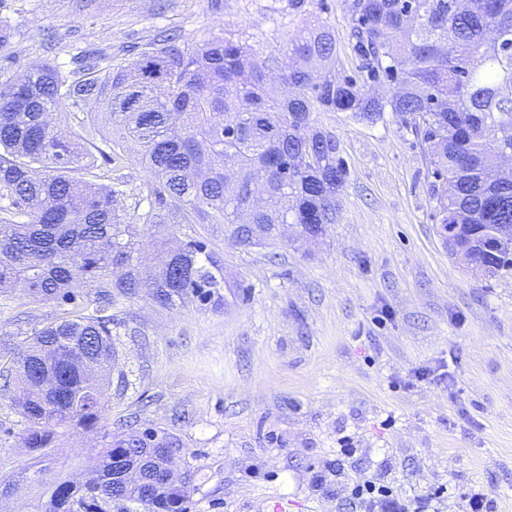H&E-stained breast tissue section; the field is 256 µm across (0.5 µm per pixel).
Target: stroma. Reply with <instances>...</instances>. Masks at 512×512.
<instances>
[{
	"instance_id": "35a3bbf8",
	"label": "stroma",
	"mask_w": 512,
	"mask_h": 512,
	"mask_svg": "<svg viewBox=\"0 0 512 512\" xmlns=\"http://www.w3.org/2000/svg\"><path fill=\"white\" fill-rule=\"evenodd\" d=\"M351 0H8L4 54L69 64L76 48L126 61L167 27L202 44L232 33L266 51L308 21L336 35L341 75L362 59ZM348 177L326 236L300 246L292 230L264 246L235 245L220 224H178L223 265L219 309L121 301L108 411L91 430H59L26 448V422L0 376V512H45L57 481L82 482L113 430L178 436L176 465L193 473L187 512H341L313 476L336 464L337 440L357 453L350 475L389 477L399 495L448 492L439 512H465L472 491L512 512V274L487 279L451 257L432 219L419 143L389 116L370 125L317 112ZM52 303L0 297V357L22 332L55 320ZM445 370L442 381L418 373Z\"/></svg>"
}]
</instances>
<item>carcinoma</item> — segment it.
<instances>
[{"instance_id":"obj_1","label":"carcinoma","mask_w":512,"mask_h":512,"mask_svg":"<svg viewBox=\"0 0 512 512\" xmlns=\"http://www.w3.org/2000/svg\"><path fill=\"white\" fill-rule=\"evenodd\" d=\"M352 36L376 80L375 96L336 75V40L323 21L267 54L232 36L193 44L162 31L127 63L80 51L68 72L43 61L0 66V296L15 290L60 314L31 331L0 373L15 377L13 402L29 424L27 448H47L55 430L97 426L105 414L117 351L112 306L147 297L172 309L223 300L221 265L201 240L171 224H222L237 245L279 238L296 224L315 241L336 223L347 171L336 139L312 114L347 112L376 124L407 121L433 178L437 232L453 255L493 278L512 272V0H352ZM288 57L282 67L278 55ZM96 107L112 138L92 152L74 126ZM150 177L147 209L128 224L137 186L112 181L130 148ZM261 183L265 201L252 187ZM163 227L158 266L141 260V227ZM95 284L86 303L77 291ZM179 440L146 428L111 437L92 476L59 484L46 512H106L134 494L147 512H186L191 473L175 470ZM139 469L143 482L112 486V472Z\"/></svg>"}]
</instances>
